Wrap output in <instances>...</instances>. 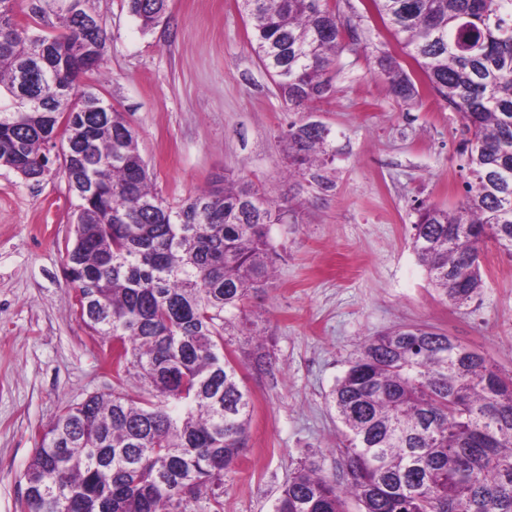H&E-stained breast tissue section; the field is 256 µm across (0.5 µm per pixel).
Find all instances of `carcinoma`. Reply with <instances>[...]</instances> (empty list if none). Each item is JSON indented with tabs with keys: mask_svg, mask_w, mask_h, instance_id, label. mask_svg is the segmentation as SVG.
<instances>
[{
	"mask_svg": "<svg viewBox=\"0 0 512 512\" xmlns=\"http://www.w3.org/2000/svg\"><path fill=\"white\" fill-rule=\"evenodd\" d=\"M0 0V166L40 181L59 161L76 199L65 275L76 314L110 343L117 380L136 371L150 392L93 394L40 433L23 512H175L206 495L221 512L224 472L247 450L253 403L224 330L263 290L288 218L227 176L173 205L154 189L139 136L82 77L101 73L107 32L98 0ZM423 81L463 122L469 180L455 209L420 203L411 247L429 285L464 306L481 294L480 253L512 255V0H370ZM167 0H128L142 30ZM252 49L288 106L305 112L331 90L326 74L357 27L328 0H241ZM58 32L43 33L49 16ZM88 19L92 27L82 26ZM378 66L393 94L419 97L391 54ZM330 130L288 129V171L328 191ZM341 423L340 477L313 461L290 475L275 512H512V377L425 326L365 338L330 394Z\"/></svg>",
	"mask_w": 512,
	"mask_h": 512,
	"instance_id": "cac0c4a2",
	"label": "carcinoma"
}]
</instances>
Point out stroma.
I'll list each match as a JSON object with an SVG mask.
<instances>
[{
	"instance_id": "35a3bbf8",
	"label": "stroma",
	"mask_w": 512,
	"mask_h": 512,
	"mask_svg": "<svg viewBox=\"0 0 512 512\" xmlns=\"http://www.w3.org/2000/svg\"><path fill=\"white\" fill-rule=\"evenodd\" d=\"M329 3L360 35L317 106L336 150L329 192L288 176L284 135L299 115L253 53L240 0H168L167 22L147 32L125 0L98 3L107 76L88 81L138 131L157 192L175 204L227 175L291 206L271 227L273 276L224 332L254 402L245 456L224 474V512H274L303 461L335 475L329 393L365 337L429 326L512 375V255L484 247V290L458 308L429 286L410 245L418 203L464 199L460 118L429 89L413 102L391 93L377 57L415 64L367 0ZM72 202L62 175L34 183L0 166V512H21L38 432L63 405L148 390L134 375L116 384L101 339L68 309Z\"/></svg>"
}]
</instances>
